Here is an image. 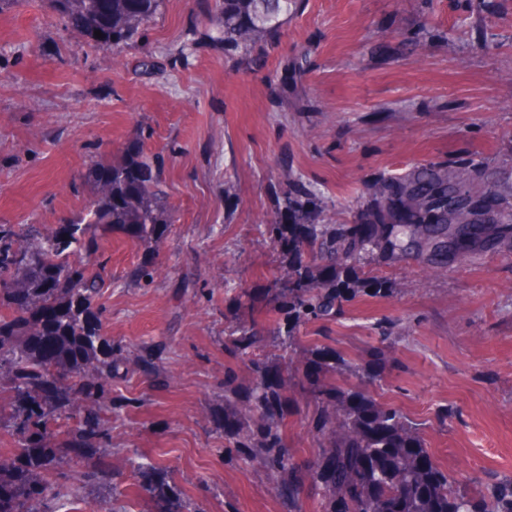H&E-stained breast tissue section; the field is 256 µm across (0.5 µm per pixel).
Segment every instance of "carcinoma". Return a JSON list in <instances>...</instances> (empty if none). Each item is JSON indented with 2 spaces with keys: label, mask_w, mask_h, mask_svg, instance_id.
<instances>
[{
  "label": "carcinoma",
  "mask_w": 512,
  "mask_h": 512,
  "mask_svg": "<svg viewBox=\"0 0 512 512\" xmlns=\"http://www.w3.org/2000/svg\"><path fill=\"white\" fill-rule=\"evenodd\" d=\"M55 2L75 33L99 29L104 43L119 45L152 21L161 0ZM295 8L296 0H216L214 20L224 25V42L247 46L278 29ZM90 178L94 221L49 232L0 224V433L16 443L0 457V512H56L51 471L74 448L99 455L100 471L86 481L105 475L112 412L132 403L112 395V384L134 371L156 373L162 355L160 346L145 345L132 362L122 344L102 334L104 279L72 260L98 254L107 229L140 243L164 236L175 215L161 160L128 150ZM473 197L462 173L418 166L381 189L372 224H307L296 204L295 223L268 225L286 264L266 287L239 296L251 318L226 340L249 380L243 387L234 369L224 370V441L229 458L280 473L289 512H302L303 487L320 496L323 512H512V476L486 487L476 476L452 478L416 424L377 397L381 349L361 366L325 344L297 345L300 327L335 321L357 295L391 294L378 277L342 278L375 248L400 262L446 270L450 262L473 263L477 244L492 233L508 246L502 261L512 264V222L487 216ZM154 275L149 259L133 271L143 286ZM348 374L359 380L353 389L336 383ZM298 391L314 403L308 426L315 451L303 460L285 434Z\"/></svg>",
  "instance_id": "cac0c4a2"
}]
</instances>
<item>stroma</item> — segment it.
<instances>
[{"instance_id": "obj_1", "label": "stroma", "mask_w": 512, "mask_h": 512, "mask_svg": "<svg viewBox=\"0 0 512 512\" xmlns=\"http://www.w3.org/2000/svg\"><path fill=\"white\" fill-rule=\"evenodd\" d=\"M215 0H161L127 43L84 41L54 0L0 8V224L52 229L83 217L89 180L129 142L161 156L177 221L135 243L120 232L105 267L104 335L137 355L112 416V491L92 493L74 454L61 490L92 512H288L273 478L224 453V349L283 256L266 231L293 202L312 224H360L378 187L409 168L467 173L480 208L512 215V0H301L279 31L225 50ZM152 254L144 287L132 270ZM392 289L299 330L362 361L383 346L385 400L419 428L437 464L491 481L512 475V267L499 248L430 273L377 250L354 271ZM393 339L382 342L380 323ZM447 411L446 422L437 415ZM150 467L131 470L133 453ZM169 490L156 497V486Z\"/></svg>"}]
</instances>
